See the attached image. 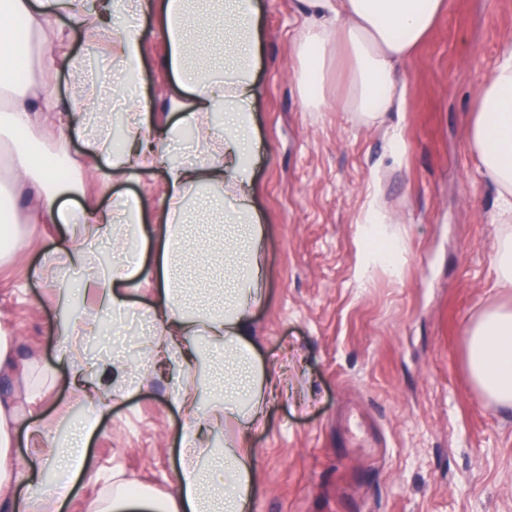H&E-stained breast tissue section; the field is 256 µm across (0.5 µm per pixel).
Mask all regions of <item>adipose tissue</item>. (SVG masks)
I'll use <instances>...</instances> for the list:
<instances>
[{
	"label": "adipose tissue",
	"mask_w": 512,
	"mask_h": 512,
	"mask_svg": "<svg viewBox=\"0 0 512 512\" xmlns=\"http://www.w3.org/2000/svg\"><path fill=\"white\" fill-rule=\"evenodd\" d=\"M306 18L294 46L300 98L312 109L323 102L325 66L346 53L351 92L344 111L376 122L401 110L400 69L427 36L444 0H299ZM155 9L166 32L167 66L191 98L173 102L178 116L153 127L149 104L135 92L147 56L142 31L117 18ZM66 17L72 29L88 33L110 28L108 54L121 78L111 86L67 48V31L52 22ZM255 0H97L86 10L77 0H0V148H7L15 181L29 190L33 217L61 224L66 243L38 268L46 276L59 267L81 269L80 295L88 315L69 309L67 281H60V353L75 374L85 371L81 338L96 315L126 313L132 287L155 289L150 327L140 348L148 366H174V402L189 426L182 437L177 495L167 512H249L258 480L249 432L264 423L269 371L257 357L251 315L264 298L262 226L252 204L251 102L258 58ZM35 63L37 78L16 82L18 60ZM73 76L67 102H59V70ZM97 113V131L85 134L84 160L108 182L133 171H167L165 211L145 222L141 202L122 198L112 205L72 209L64 199L73 183L45 165L30 143L41 121L58 131L65 148L75 121ZM196 132L194 162L169 163L165 148L180 142L186 128ZM468 143L482 176L498 188L499 217L512 214V41L478 91ZM108 238L120 252L118 264L95 268L89 241ZM470 378L492 404L512 408V308L493 305L471 325L465 338ZM146 365V366H147ZM144 368V367H143ZM143 368L115 359L105 369L111 381L82 388L87 404L75 426L67 455L44 448L33 491L15 495L16 477L6 459L14 416L0 399V512H57L70 482L82 469L87 437L111 399L141 388ZM58 470L56 480L43 478Z\"/></svg>",
	"instance_id": "adipose-tissue-1"
}]
</instances>
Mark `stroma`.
Listing matches in <instances>:
<instances>
[{
    "mask_svg": "<svg viewBox=\"0 0 512 512\" xmlns=\"http://www.w3.org/2000/svg\"><path fill=\"white\" fill-rule=\"evenodd\" d=\"M257 2L252 139L267 297L251 334L274 388L264 426L248 437L258 473L252 512H512V408L481 396L465 359L466 333L484 309L512 307V288L498 287L492 271L512 228L492 223L497 192L467 139L478 89L512 38V0H445L404 65L403 111L369 125L340 106L351 79L343 56L328 64L325 106L305 111L293 72L305 17L297 0ZM138 21L149 46L140 91L159 125L180 90L157 15ZM82 150L77 130L58 162L85 192L104 202L137 194L156 223L163 171L109 185ZM8 199L24 256L0 257V328L16 367L37 362L57 383L42 397L1 374L0 397L20 413L35 403L52 430L61 408L72 423L84 415L58 353L53 283L32 274L65 232L31 223L23 189ZM375 202L394 218L380 242L403 248L395 273L362 271V221ZM186 424L162 379L113 400L61 512H88L116 473L157 499L174 497Z\"/></svg>",
    "mask_w": 512,
    "mask_h": 512,
    "instance_id": "stroma-1",
    "label": "stroma"
}]
</instances>
